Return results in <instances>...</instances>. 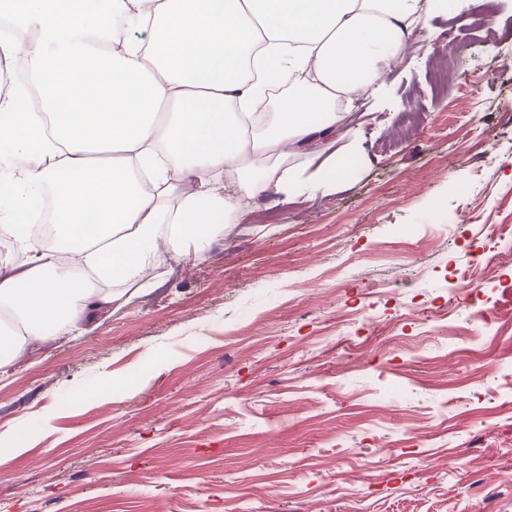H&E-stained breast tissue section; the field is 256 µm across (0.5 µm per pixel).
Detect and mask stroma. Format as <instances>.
<instances>
[{"label": "stroma", "instance_id": "35a3bbf8", "mask_svg": "<svg viewBox=\"0 0 512 512\" xmlns=\"http://www.w3.org/2000/svg\"><path fill=\"white\" fill-rule=\"evenodd\" d=\"M481 2L352 102L335 187L240 199L0 368V512H512V0Z\"/></svg>", "mask_w": 512, "mask_h": 512}]
</instances>
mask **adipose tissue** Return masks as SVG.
Segmentation results:
<instances>
[{
	"label": "adipose tissue",
	"instance_id": "ef3b65f1",
	"mask_svg": "<svg viewBox=\"0 0 512 512\" xmlns=\"http://www.w3.org/2000/svg\"><path fill=\"white\" fill-rule=\"evenodd\" d=\"M0 0L33 36L0 38L48 99L0 92V367L55 336L88 331L116 284H152L159 246L205 251L233 195L269 165L345 138L335 96L374 84L434 0ZM141 38H134V31ZM270 73H303L313 92L269 122ZM223 173V186L212 176ZM49 196L56 246L29 232Z\"/></svg>",
	"mask_w": 512,
	"mask_h": 512
}]
</instances>
